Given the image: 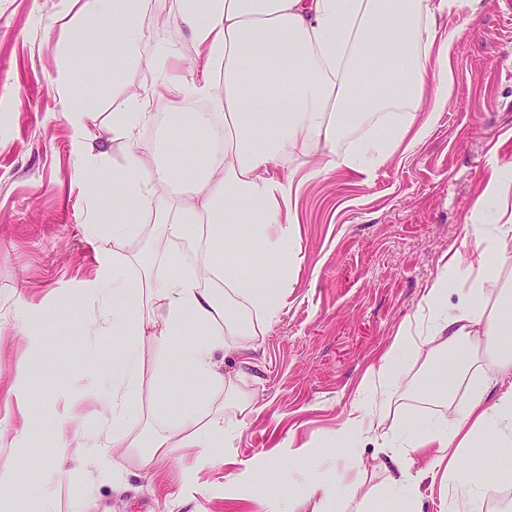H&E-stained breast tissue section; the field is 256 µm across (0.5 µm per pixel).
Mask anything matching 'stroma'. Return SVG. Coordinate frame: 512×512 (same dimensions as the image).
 Returning a JSON list of instances; mask_svg holds the SVG:
<instances>
[{
	"label": "stroma",
	"mask_w": 512,
	"mask_h": 512,
	"mask_svg": "<svg viewBox=\"0 0 512 512\" xmlns=\"http://www.w3.org/2000/svg\"><path fill=\"white\" fill-rule=\"evenodd\" d=\"M83 0H0V381L27 364L28 409L35 425L23 447L1 448L0 465L14 464L28 496L12 512H29L31 493L60 468L53 484V512H282L309 478L334 481L351 457L362 458L360 488L329 500L323 512H365L366 497L388 492L380 467L383 449L353 450L334 432L358 388L388 348L398 326L414 315L445 253L463 248L472 224L492 223L494 208L474 213L473 204L491 164L512 166V14L502 0H482L472 31L452 61L454 88L441 121L415 150L394 157L371 175L331 171L310 175L302 156L277 169L303 185L296 201L298 263L269 269L294 288L279 319L257 339L252 366L235 355L224 371L236 395L264 409L232 410L243 428L225 446V465L192 470L176 458L145 463L141 448L122 449L121 469L104 479L95 455L61 461L60 412L81 415L80 441L93 445L112 434L103 388L112 381L124 340L91 336L97 308L84 296L97 270V254H116L112 226L125 215L112 203L107 170H89L75 154L73 130L54 82L66 65L68 21L79 18ZM80 77L95 75L100 92L89 123L110 143L111 158L124 147L112 139V114L148 82L150 73L126 68L120 81L97 69L95 56L76 61ZM102 189L88 211L85 184ZM51 308L40 326L43 355L29 357L24 301ZM145 388L134 430L150 436L170 410L202 403L204 392L189 372L161 369L151 343L141 347ZM408 383L384 415L385 426L415 428L428 415L452 419L443 401L462 404L465 391L434 375L432 367L406 361ZM302 448L300 457L289 446ZM463 471L469 483L487 485L486 508L512 512V495L498 476L512 462L468 449Z\"/></svg>",
	"instance_id": "obj_1"
}]
</instances>
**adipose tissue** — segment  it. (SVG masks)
I'll list each match as a JSON object with an SVG mask.
<instances>
[{"label":"adipose tissue","mask_w":512,"mask_h":512,"mask_svg":"<svg viewBox=\"0 0 512 512\" xmlns=\"http://www.w3.org/2000/svg\"><path fill=\"white\" fill-rule=\"evenodd\" d=\"M457 0H173L161 10L153 0H84L82 13L107 28L113 52V78L124 68L145 67L154 76L112 115V138L127 146L123 160L109 165L108 149L98 147L88 128L97 88L73 82L60 72L57 83L66 117L75 131L76 154L89 168L111 166L113 198L125 219L112 227L117 244L141 235L168 251L192 245L190 262L176 271H143L126 277L108 256L98 258L88 292L101 307L94 336H124V356L112 373L107 399L112 412V445H147L148 462L196 450L198 466L218 464L231 438L224 420L234 391L217 353L245 355L258 336L279 318L292 285L268 289L262 274L269 265L293 257L299 236L294 210L298 188L271 176L270 168L295 154L316 159L317 172L367 174L423 143L440 121L453 89L451 61L460 38L471 28L464 21L443 29ZM187 32L194 57L171 53L167 30ZM154 51H147V39ZM209 76L192 78L197 59ZM379 64L374 95H367L363 70ZM173 113L189 127L190 140L172 136L164 147L141 142L139 132L158 110ZM378 114L368 136L343 144L347 117ZM191 186L159 213L156 196L172 181ZM496 207L493 224H475L470 252H450L429 288L420 312L402 322L378 365L369 371L363 392L372 409L353 405L336 429L337 439L356 444L370 439L400 442L388 453L390 494L379 497L374 512H388L392 492L405 504L415 501V481L404 454H426L430 481L462 488L461 512H472L480 492L465 484L460 461L464 450L485 437L505 455L512 453V348L502 345V320L512 314V286L492 268L512 244V187L501 168H493L474 208ZM250 227L251 248L234 260L238 225ZM463 274L464 287L451 285ZM150 341L174 351V363L191 372L209 397L203 408L172 414L162 433L141 442L130 422L141 395L140 346ZM445 355L444 372L466 379V400L449 426L422 421L409 437L383 428L382 411L405 377V357L430 362ZM28 368L18 365L7 394L17 413L0 416V438L24 441L33 426L25 408ZM360 460H352L334 482L317 480L303 488L288 512H322L331 496L356 488Z\"/></svg>","instance_id":"obj_1"}]
</instances>
